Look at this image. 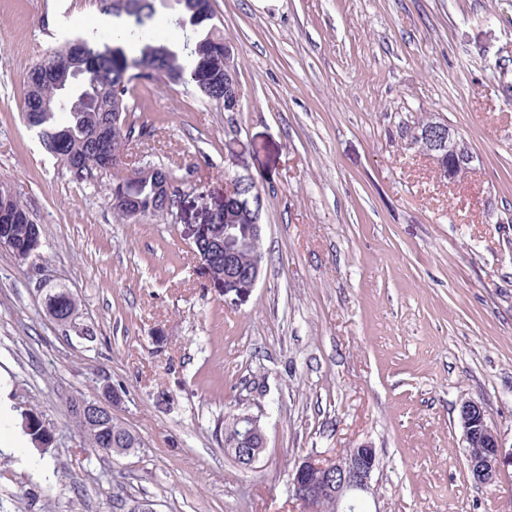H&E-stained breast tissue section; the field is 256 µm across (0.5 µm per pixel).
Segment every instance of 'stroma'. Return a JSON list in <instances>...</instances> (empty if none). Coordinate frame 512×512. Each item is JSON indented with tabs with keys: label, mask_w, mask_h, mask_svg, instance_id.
Masks as SVG:
<instances>
[{
	"label": "stroma",
	"mask_w": 512,
	"mask_h": 512,
	"mask_svg": "<svg viewBox=\"0 0 512 512\" xmlns=\"http://www.w3.org/2000/svg\"><path fill=\"white\" fill-rule=\"evenodd\" d=\"M212 5L240 109L190 84L139 86L149 132L134 152L184 184L173 215L123 223L110 178L74 182L22 111L62 28L143 42L100 24L94 0H0V180L43 230L32 264L0 246V512H301L298 460L363 445L378 462L364 512H512V0ZM430 118L473 153L465 181L413 144ZM234 174L263 190L265 254L236 302L190 250ZM48 281L93 340L48 315ZM110 389L141 445L103 457L67 400ZM468 399L502 441L488 484L465 462ZM239 412L267 437L249 469L224 453Z\"/></svg>",
	"instance_id": "stroma-1"
}]
</instances>
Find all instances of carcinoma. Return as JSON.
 <instances>
[{"label": "carcinoma", "instance_id": "obj_1", "mask_svg": "<svg viewBox=\"0 0 512 512\" xmlns=\"http://www.w3.org/2000/svg\"><path fill=\"white\" fill-rule=\"evenodd\" d=\"M103 15L127 23V37L136 41L149 30L158 10L168 12L167 21L183 34V50L196 59L191 70L180 64L168 37L152 39L148 52L130 58L120 47H102L89 40L66 42L49 57L32 66L27 75L24 119L35 132L43 149L79 182L102 175L112 176L111 206L121 220H131L124 206L126 199L141 216H153L163 207L155 184H141L122 170L108 169L112 156L119 154L126 139L135 137L139 123L135 90L142 82L166 80L191 82L201 94L218 107L224 106L234 91L224 78V32L212 20L211 0H95ZM77 69L79 76H71ZM242 199L253 207L263 203L262 191L251 176L241 177ZM0 244L8 247L19 264L39 256L42 229L34 223L17 194L0 196ZM77 300L67 288L56 286L47 295L46 310L60 325L76 312ZM89 402L72 397L68 410L75 428L91 449L112 447L120 455L139 445V437L124 425L112 422L93 430L80 429V408ZM236 415L224 420V452L240 467H246L261 449L239 448L231 443L236 431Z\"/></svg>", "mask_w": 512, "mask_h": 512}]
</instances>
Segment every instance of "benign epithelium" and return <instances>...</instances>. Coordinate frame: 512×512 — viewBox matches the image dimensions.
Wrapping results in <instances>:
<instances>
[{
  "mask_svg": "<svg viewBox=\"0 0 512 512\" xmlns=\"http://www.w3.org/2000/svg\"><path fill=\"white\" fill-rule=\"evenodd\" d=\"M436 161L442 174L450 181L464 178L471 170L473 155L458 133L446 125L435 122L419 135ZM112 164L133 177L146 178L151 169L139 164L129 154L112 157ZM239 181L230 182L224 194V235L206 251H199L200 239L207 236L208 225L203 224L193 233L192 252L204 270H209L212 258L224 253V293L231 291L242 296L255 288L262 273L261 260L246 265L242 255L251 245L262 238V224L254 219L248 224L240 223L238 215ZM81 420L84 426L96 428L112 421V401L106 399L82 407ZM259 417L246 414L237 417V439L251 440L254 435L261 438V447H267L265 432L257 430ZM459 423L465 447L472 449L467 454V467L473 480L486 484L493 480L500 458L502 442L486 418L481 405L464 401L459 407ZM376 469L375 449L367 446L346 448L328 454H309L298 462L294 478L289 482L291 496L305 512L324 495H329L336 504V512H346L351 504L373 492L372 477Z\"/></svg>",
  "mask_w": 512,
  "mask_h": 512,
  "instance_id": "obj_1",
  "label": "benign epithelium"
}]
</instances>
